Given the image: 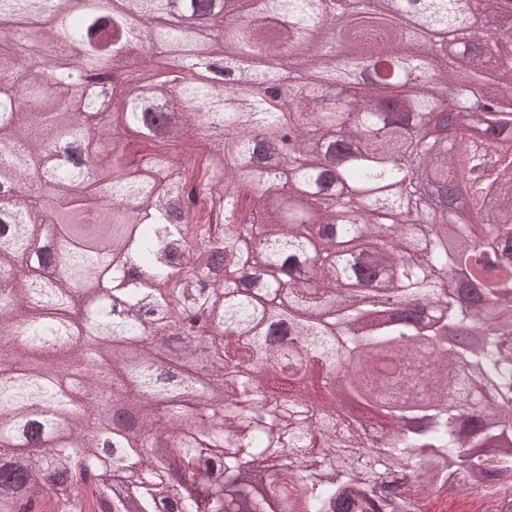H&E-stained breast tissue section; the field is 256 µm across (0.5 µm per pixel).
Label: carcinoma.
I'll use <instances>...</instances> for the list:
<instances>
[{
    "label": "carcinoma",
    "mask_w": 512,
    "mask_h": 512,
    "mask_svg": "<svg viewBox=\"0 0 512 512\" xmlns=\"http://www.w3.org/2000/svg\"><path fill=\"white\" fill-rule=\"evenodd\" d=\"M372 2L0 0V200L30 188L0 204V512H424L512 483V50L496 0ZM469 70L497 111H440ZM46 239L60 272L19 276ZM461 494L457 492H448V495L445 493L432 495L425 502V510H429L431 512H455L461 511L465 506L455 500L454 498L460 496Z\"/></svg>",
    "instance_id": "1"
}]
</instances>
